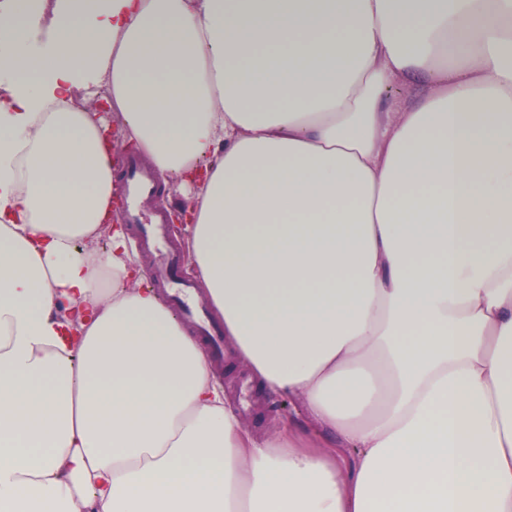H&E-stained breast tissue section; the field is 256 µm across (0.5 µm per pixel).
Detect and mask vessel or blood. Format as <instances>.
<instances>
[{
	"instance_id": "1",
	"label": "vessel or blood",
	"mask_w": 512,
	"mask_h": 512,
	"mask_svg": "<svg viewBox=\"0 0 512 512\" xmlns=\"http://www.w3.org/2000/svg\"><path fill=\"white\" fill-rule=\"evenodd\" d=\"M122 186V210L127 223L136 225L142 243L151 255L147 278L152 288L173 301L178 312L189 309L192 297L189 284L178 277L184 261L181 251L167 236L165 212L152 208L158 186L151 170L143 167L134 156H127L118 172ZM196 331L205 341L215 359L224 355V330L212 325L206 317H198Z\"/></svg>"
}]
</instances>
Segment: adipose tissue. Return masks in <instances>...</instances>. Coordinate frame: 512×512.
I'll return each mask as SVG.
<instances>
[{"instance_id":"ef3b65f1","label":"adipose tissue","mask_w":512,"mask_h":512,"mask_svg":"<svg viewBox=\"0 0 512 512\" xmlns=\"http://www.w3.org/2000/svg\"><path fill=\"white\" fill-rule=\"evenodd\" d=\"M8 2L0 512H512V0ZM119 140L306 426L142 287ZM196 331L205 341L207 348L211 351L216 360H222L224 355V329L222 327L212 325L206 318L203 309V316L197 318ZM214 378L224 389L225 396L232 400V395L238 401L240 397L241 379L247 375L244 368H238L232 373L226 370L224 359L219 366L213 365ZM249 407L242 409V421L259 436L268 435L283 423L292 420L302 425L304 417L299 403L288 397H270L257 392L252 383L248 395Z\"/></svg>"}]
</instances>
